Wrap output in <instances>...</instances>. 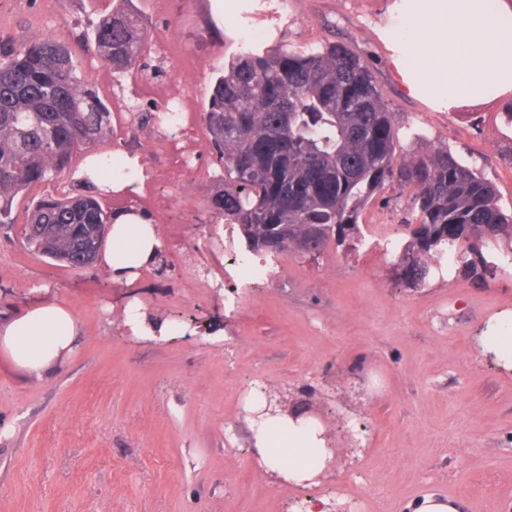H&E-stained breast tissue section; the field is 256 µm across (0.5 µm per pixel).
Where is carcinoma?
<instances>
[{"label": "carcinoma", "instance_id": "carcinoma-1", "mask_svg": "<svg viewBox=\"0 0 512 512\" xmlns=\"http://www.w3.org/2000/svg\"><path fill=\"white\" fill-rule=\"evenodd\" d=\"M119 3L82 40L120 77L143 59L147 30L130 0ZM203 123L222 168L211 208L236 226L249 256L354 241L367 203L392 184L414 188L415 228L397 268L408 285L445 262L480 278L503 250L512 263V211L495 185L446 148L398 155L372 72L346 45L240 52L215 76ZM111 132V112L70 47L0 43V224L13 223L17 197ZM110 223L92 195L42 199L22 235L34 252L77 268L95 261L88 248Z\"/></svg>", "mask_w": 512, "mask_h": 512}]
</instances>
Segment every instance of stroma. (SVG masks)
<instances>
[{
  "mask_svg": "<svg viewBox=\"0 0 512 512\" xmlns=\"http://www.w3.org/2000/svg\"><path fill=\"white\" fill-rule=\"evenodd\" d=\"M223 2L214 16L210 0H186L178 13L132 0L147 28L148 70L117 79L94 47L77 54L84 84L112 112L114 134L99 152L147 161L140 197L101 200L152 209L167 243L161 262L128 285L27 248L21 227L32 202L81 194L80 154L19 197L13 224L0 226V314L57 302L79 327L73 354L47 378L0 358V512H292L297 499L321 495L354 512H401L426 492L462 499L465 512H512V373L475 343L512 311V265L482 280L442 270L406 287L386 245L409 238L412 191L390 187L367 205L354 249L332 243L314 259L270 260L265 282L248 284L231 262L243 251L235 229L210 210L220 167L203 125L191 135V171L166 172L174 130L131 138L119 106L161 112L136 93L146 78L191 92L202 112L215 74L247 47L241 31L258 25L266 49L336 42L362 54L393 114L397 152L450 148L508 208L512 122L489 105L448 112L403 90L386 47L398 35L399 0ZM112 5L0 0V42L72 44ZM157 193L165 208H151ZM131 299L187 334L131 336L122 323ZM263 388L320 407L328 434L350 421L365 439L360 455L337 447L335 472L315 486L271 481L250 452L243 410ZM356 388L358 423L338 401Z\"/></svg>",
  "mask_w": 512,
  "mask_h": 512,
  "instance_id": "stroma-1",
  "label": "stroma"
}]
</instances>
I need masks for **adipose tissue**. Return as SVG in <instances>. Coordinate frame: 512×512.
<instances>
[{
  "instance_id": "1",
  "label": "adipose tissue",
  "mask_w": 512,
  "mask_h": 512,
  "mask_svg": "<svg viewBox=\"0 0 512 512\" xmlns=\"http://www.w3.org/2000/svg\"><path fill=\"white\" fill-rule=\"evenodd\" d=\"M396 24L399 39L388 50L410 94L449 110L492 104L512 112V0H403ZM164 251L153 218L124 210L114 214L98 261L113 280L130 283ZM75 332L68 306L38 303L0 319V354L41 379L72 353ZM244 406L259 466L284 482L315 485L328 457L321 423L299 412H267L264 396L254 393Z\"/></svg>"
}]
</instances>
